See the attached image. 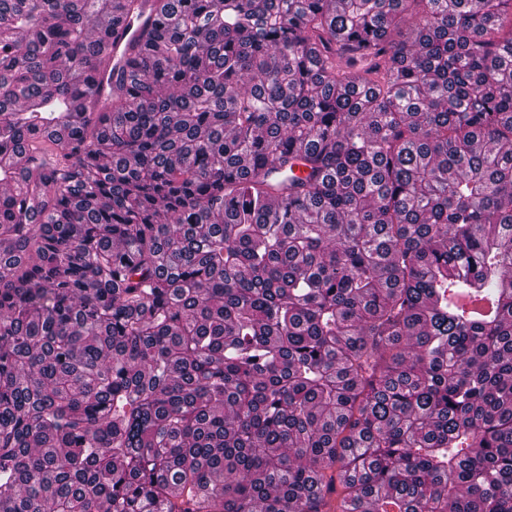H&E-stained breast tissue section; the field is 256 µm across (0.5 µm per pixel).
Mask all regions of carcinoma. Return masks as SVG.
Here are the masks:
<instances>
[{
	"label": "carcinoma",
	"instance_id": "obj_1",
	"mask_svg": "<svg viewBox=\"0 0 512 512\" xmlns=\"http://www.w3.org/2000/svg\"><path fill=\"white\" fill-rule=\"evenodd\" d=\"M155 3L0 0V512H512V0ZM91 95L97 102L96 112H102L109 105L112 94V78L108 73L100 72L92 82Z\"/></svg>",
	"mask_w": 512,
	"mask_h": 512
}]
</instances>
